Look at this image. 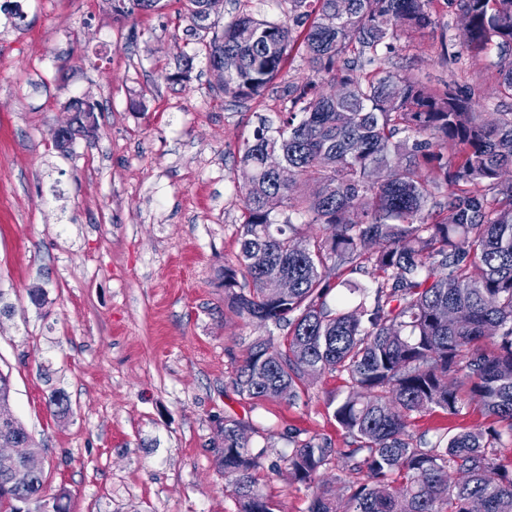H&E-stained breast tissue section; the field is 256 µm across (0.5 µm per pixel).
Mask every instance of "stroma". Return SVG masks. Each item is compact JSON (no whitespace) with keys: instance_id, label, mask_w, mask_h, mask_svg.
Here are the masks:
<instances>
[{"instance_id":"stroma-1","label":"stroma","mask_w":512,"mask_h":512,"mask_svg":"<svg viewBox=\"0 0 512 512\" xmlns=\"http://www.w3.org/2000/svg\"><path fill=\"white\" fill-rule=\"evenodd\" d=\"M284 9L224 0L197 28L185 0L129 20L107 0H0V301L13 307L0 316V371L44 460L47 494L66 490L71 512H239L212 446L228 416L267 447L258 477L279 512H308L313 494L282 463L291 431L338 452L323 478L340 497L365 480L346 465L358 442L333 416L345 376H315L293 401L249 400L233 385L256 339L287 334L224 302L221 274L242 222L238 149L257 115L288 111V82L312 72L295 54L262 95L239 103L219 91L206 47L240 12L280 21ZM430 14L389 69L469 87L484 111H511L496 49L466 48L446 0ZM188 55L193 66L176 80ZM74 97L96 104L98 131L63 153L52 133L71 121ZM34 288L43 306L30 302ZM54 386L69 397L67 417L47 407ZM493 424L473 404L417 416L411 430L431 440Z\"/></svg>"}]
</instances>
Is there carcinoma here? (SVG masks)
<instances>
[{
    "label": "carcinoma",
    "instance_id": "cac0c4a2",
    "mask_svg": "<svg viewBox=\"0 0 512 512\" xmlns=\"http://www.w3.org/2000/svg\"><path fill=\"white\" fill-rule=\"evenodd\" d=\"M162 0H109L129 19ZM222 0H187L201 26ZM288 21L248 14L224 25L206 46L211 69L224 68V95L243 102L264 91L299 47L315 72L334 73L327 95L309 77L285 88L296 112L278 126L257 116L239 149L251 172L242 187L236 263L224 266V301L257 327H288L286 339L255 340L234 379L258 400H296L321 373L348 377L351 391L334 417L359 446L350 456L371 483L347 500L317 487L308 512H512V112H480L472 93L432 89L387 70L395 42L430 23L432 0H283ZM469 49L498 50L499 90L512 98V0H456ZM75 112L53 132L60 151L97 130L95 104L72 98ZM269 153L281 170L266 168ZM279 197L284 212L267 207ZM325 226L323 236L304 227ZM371 269L375 287L343 278ZM336 272L330 278V272ZM294 284L283 294L276 281ZM344 287L352 298L336 294ZM488 341L487 349L481 342ZM10 376L0 372V512L34 502L69 512L68 495L45 494L33 439L10 407ZM475 401L503 430L475 428L416 442L413 416L450 414ZM51 412L69 411L62 390ZM288 474L311 485L334 449L288 436ZM217 464L234 477L240 512H276L256 473L267 447L253 451L245 424L224 418Z\"/></svg>",
    "mask_w": 512,
    "mask_h": 512
}]
</instances>
